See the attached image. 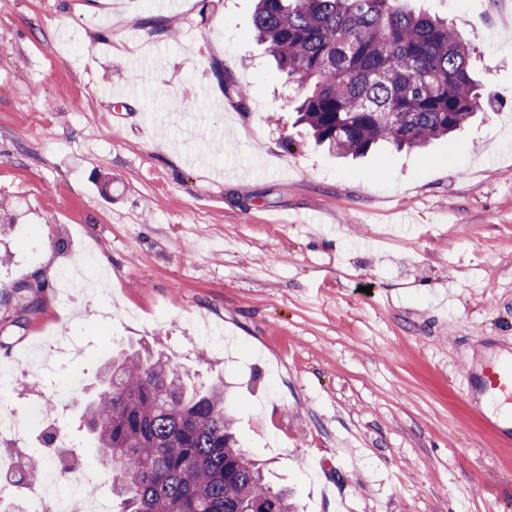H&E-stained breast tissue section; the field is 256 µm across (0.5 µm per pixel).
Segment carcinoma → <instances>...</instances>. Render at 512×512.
Masks as SVG:
<instances>
[{
    "instance_id": "cac0c4a2",
    "label": "carcinoma",
    "mask_w": 512,
    "mask_h": 512,
    "mask_svg": "<svg viewBox=\"0 0 512 512\" xmlns=\"http://www.w3.org/2000/svg\"><path fill=\"white\" fill-rule=\"evenodd\" d=\"M252 25L306 90L298 122L335 156L422 148L497 99L474 78L475 48L403 0H258ZM82 418L115 512H293L240 448L224 389L195 391L148 346L110 358Z\"/></svg>"
}]
</instances>
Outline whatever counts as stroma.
<instances>
[{
    "label": "stroma",
    "mask_w": 512,
    "mask_h": 512,
    "mask_svg": "<svg viewBox=\"0 0 512 512\" xmlns=\"http://www.w3.org/2000/svg\"><path fill=\"white\" fill-rule=\"evenodd\" d=\"M175 2L0 0V399L79 380L0 452L57 423L85 451L106 348L149 344L227 385L298 512H512V439L470 397L485 349L512 350V0H407L503 103L357 160L294 125L255 0Z\"/></svg>",
    "instance_id": "obj_1"
}]
</instances>
